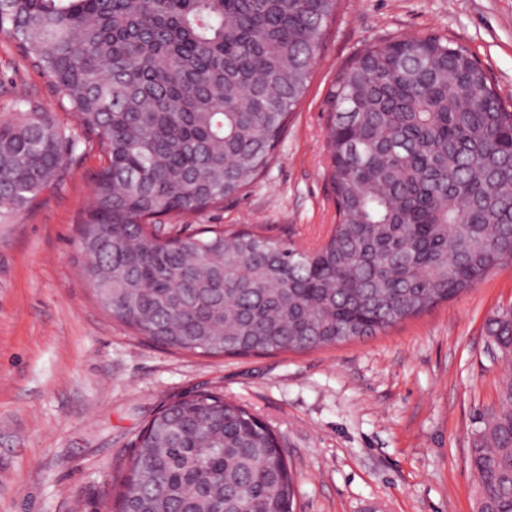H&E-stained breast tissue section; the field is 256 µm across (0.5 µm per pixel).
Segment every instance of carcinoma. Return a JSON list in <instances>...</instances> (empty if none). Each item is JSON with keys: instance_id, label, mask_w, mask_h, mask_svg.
Here are the masks:
<instances>
[{"instance_id": "carcinoma-1", "label": "carcinoma", "mask_w": 512, "mask_h": 512, "mask_svg": "<svg viewBox=\"0 0 512 512\" xmlns=\"http://www.w3.org/2000/svg\"><path fill=\"white\" fill-rule=\"evenodd\" d=\"M336 0H0L30 56L107 159L79 227L99 303L138 335L206 356L361 340L512 262V102L448 37L365 48L328 99L336 224L313 248L254 231L165 236L152 220L238 194L274 158ZM0 121V221L64 176L81 143L45 112ZM512 363V308L485 324ZM476 512H512V377L479 413ZM113 512H293L274 431L213 392L162 406Z\"/></svg>"}]
</instances>
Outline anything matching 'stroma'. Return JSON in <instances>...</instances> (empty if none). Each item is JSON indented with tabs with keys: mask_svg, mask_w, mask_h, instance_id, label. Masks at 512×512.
Wrapping results in <instances>:
<instances>
[{
	"mask_svg": "<svg viewBox=\"0 0 512 512\" xmlns=\"http://www.w3.org/2000/svg\"><path fill=\"white\" fill-rule=\"evenodd\" d=\"M431 33L465 47L512 100V0H337L270 166L222 205L162 217L167 235L221 224L303 246L322 239L336 221L330 88L370 44ZM21 93L77 129L46 76L0 35V120ZM103 164L95 144L80 146L60 186L0 224V512H104L145 424L201 391L274 430L295 512H474V417L507 375L484 326L512 306V264L362 340L271 356L170 351L113 319L85 280L78 231Z\"/></svg>",
	"mask_w": 512,
	"mask_h": 512,
	"instance_id": "35a3bbf8",
	"label": "stroma"
}]
</instances>
